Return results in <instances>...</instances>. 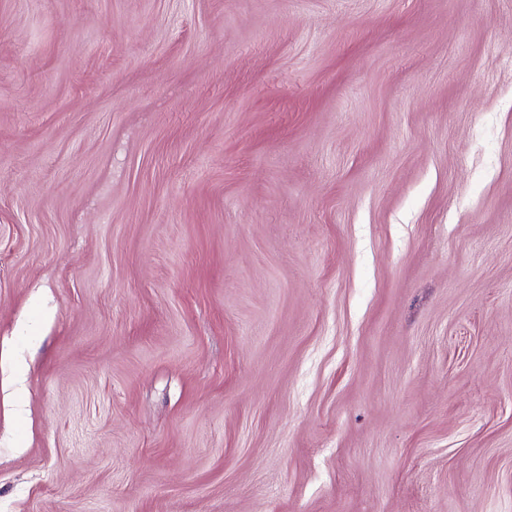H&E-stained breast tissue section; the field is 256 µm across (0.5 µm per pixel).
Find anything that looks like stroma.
<instances>
[{
	"label": "stroma",
	"mask_w": 512,
	"mask_h": 512,
	"mask_svg": "<svg viewBox=\"0 0 512 512\" xmlns=\"http://www.w3.org/2000/svg\"><path fill=\"white\" fill-rule=\"evenodd\" d=\"M0 512H512V0H0Z\"/></svg>",
	"instance_id": "obj_1"
}]
</instances>
